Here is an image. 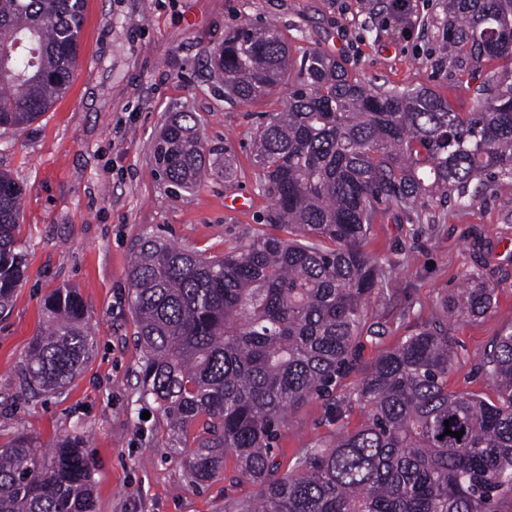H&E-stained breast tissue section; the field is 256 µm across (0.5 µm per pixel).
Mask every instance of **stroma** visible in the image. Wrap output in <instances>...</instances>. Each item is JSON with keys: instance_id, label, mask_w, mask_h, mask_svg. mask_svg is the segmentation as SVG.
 <instances>
[{"instance_id": "35a3bbf8", "label": "stroma", "mask_w": 512, "mask_h": 512, "mask_svg": "<svg viewBox=\"0 0 512 512\" xmlns=\"http://www.w3.org/2000/svg\"><path fill=\"white\" fill-rule=\"evenodd\" d=\"M411 5L401 26L390 0H86L66 93L27 128L0 127V171L25 188L16 230L25 275L0 312V446L20 434L44 444L81 438L94 463L95 512H224L228 500L258 498L231 456L212 480L191 484L177 450L192 446V435L174 432L142 397L130 255L150 236L221 256L267 228L271 201L259 188L250 140L259 113L280 111L288 89L225 101L209 55L229 30L273 20L293 55L316 48L366 85H423L455 111H472L474 96L441 47L446 0ZM175 112L195 113L208 148L231 154L233 181L219 173L176 189L154 174L152 147ZM509 245L512 191L488 179L475 200L449 204L444 224L382 210L365 246L384 269L368 310L379 336L359 339L328 392L288 410L275 443L280 471L296 470L337 426H360L354 392L365 369L430 324L444 294L475 270L494 287V306L474 320H449L459 361L448 387L493 397L480 359L512 327ZM58 288L81 299L93 350L64 388L33 392L24 383L26 353L44 300Z\"/></svg>"}]
</instances>
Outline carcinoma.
<instances>
[{"label": "carcinoma", "mask_w": 512, "mask_h": 512, "mask_svg": "<svg viewBox=\"0 0 512 512\" xmlns=\"http://www.w3.org/2000/svg\"><path fill=\"white\" fill-rule=\"evenodd\" d=\"M84 0H0V127L24 129L68 88ZM445 38L457 75L482 61L502 70L456 112L429 88H371L336 58L301 53L288 101L251 135L269 225L221 257L146 239L130 265L142 348L140 388L170 426L202 430L184 454L193 483L227 455L258 501L226 512H512V330L484 353L496 400L448 390L457 354L448 318H477L494 288L478 271L441 300L442 315L383 351L356 389L359 427L309 449L279 473L274 442L288 409L332 385L366 327L384 277L364 249L380 208L444 223L447 204L482 179L512 188V0H448ZM277 25L224 36L214 71L224 98L248 102L285 79ZM193 112L175 113L154 145L155 172L189 188L216 168ZM24 189L0 171V309L24 277L16 237ZM442 206L426 212V205ZM45 326L25 374L38 389L70 382L89 354L86 314L71 290L44 301ZM450 425H444V421ZM464 431L457 439L445 433ZM0 512H95L91 463L78 440L50 449L21 436L0 448Z\"/></svg>", "instance_id": "cac0c4a2"}]
</instances>
